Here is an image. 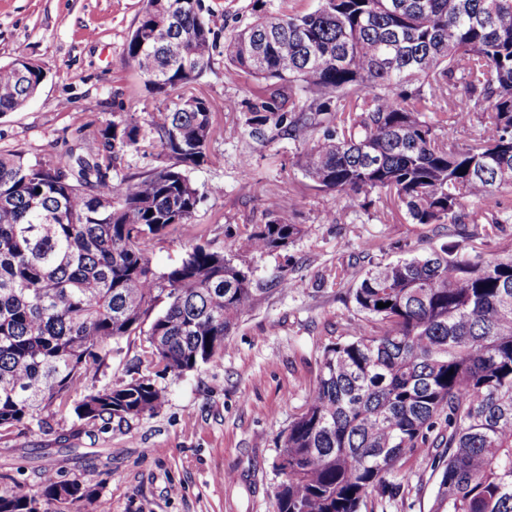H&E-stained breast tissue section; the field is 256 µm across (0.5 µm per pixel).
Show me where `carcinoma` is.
Masks as SVG:
<instances>
[{
    "instance_id": "cac0c4a2",
    "label": "carcinoma",
    "mask_w": 512,
    "mask_h": 512,
    "mask_svg": "<svg viewBox=\"0 0 512 512\" xmlns=\"http://www.w3.org/2000/svg\"><path fill=\"white\" fill-rule=\"evenodd\" d=\"M161 11L174 17L158 28ZM202 0H145L126 53L153 96L199 79L217 48L257 82L244 132L287 139L312 186L339 199L385 195L413 224L444 226L448 242L379 262L350 289L366 333L325 348L306 408L288 426V469L276 512H367L407 451L443 449L431 512H512V255L483 246L506 219L478 223L465 203L512 190V0H318L278 7L217 45ZM44 74L0 65V113L21 109ZM472 125L463 144L448 124ZM157 164L116 181L119 156L147 133L134 119L98 131L102 148L66 159L0 152V432L46 429L68 405L86 425L150 415L163 393L132 377L96 387L123 341L147 331L148 354L179 377L224 355V336L255 303L238 252L262 256L301 233L294 206L231 237L196 244L165 272L149 245L194 221L200 196L187 168L207 160L212 109L181 97L152 113ZM383 302L386 307L379 308ZM89 481L41 477L0 494V512H81Z\"/></svg>"
}]
</instances>
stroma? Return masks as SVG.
<instances>
[{"label":"stroma","instance_id":"stroma-1","mask_svg":"<svg viewBox=\"0 0 512 512\" xmlns=\"http://www.w3.org/2000/svg\"><path fill=\"white\" fill-rule=\"evenodd\" d=\"M203 4L220 39L257 14V0ZM143 6L144 0H0V64L24 56L45 73L22 109L0 114V150L64 158L98 128L128 117L145 126L151 110L169 106L168 98L148 93L126 56ZM189 89L213 108L209 159L189 172L201 195L195 219L154 245L156 269L177 263L193 244L224 251L227 231L268 221L271 199L293 201L302 232L286 249L237 255V264L252 271L256 303L225 336L222 357L176 378L154 367L145 336L123 342L101 380L149 377L165 396L153 414L91 427L66 409L47 415V431L18 426L0 435V492L17 482L37 485L38 472L47 471L98 483V499L82 512H275L282 434L306 407L324 348L344 341L343 324L357 315L348 289L336 284L337 267L364 272L445 241L406 216L385 221L373 204L351 213L335 195L310 186L293 143L244 134L242 113L227 104L248 98L250 86L226 68L221 53ZM245 156L252 160L248 178L240 167ZM215 185L223 194L212 193ZM285 274L302 280V288L280 290L277 279ZM435 454L428 445L407 453L391 477L398 494L373 495V512H429Z\"/></svg>","mask_w":512,"mask_h":512}]
</instances>
